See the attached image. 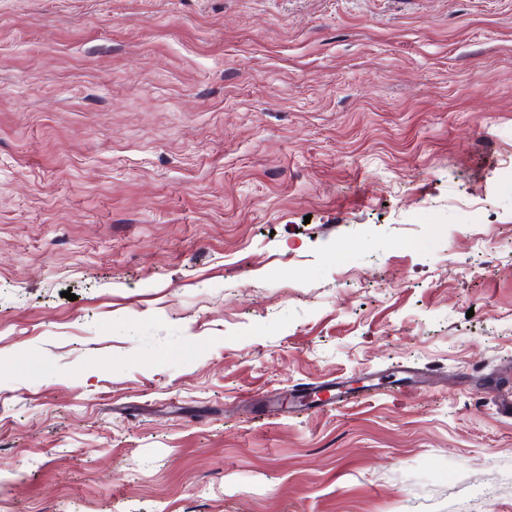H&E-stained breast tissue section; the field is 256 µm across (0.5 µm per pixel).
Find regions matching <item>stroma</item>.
I'll use <instances>...</instances> for the list:
<instances>
[{"mask_svg": "<svg viewBox=\"0 0 512 512\" xmlns=\"http://www.w3.org/2000/svg\"><path fill=\"white\" fill-rule=\"evenodd\" d=\"M0 512H512V0H0Z\"/></svg>", "mask_w": 512, "mask_h": 512, "instance_id": "obj_1", "label": "stroma"}]
</instances>
